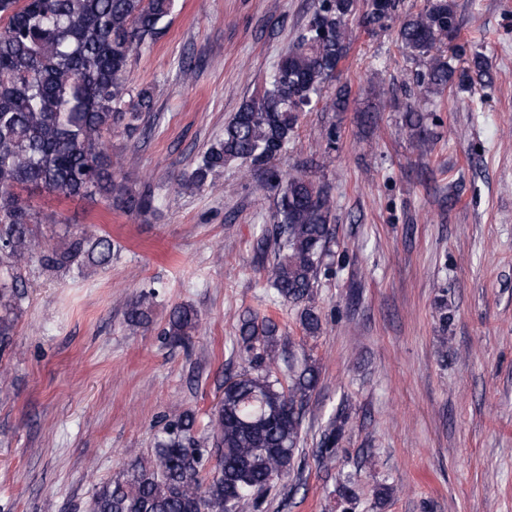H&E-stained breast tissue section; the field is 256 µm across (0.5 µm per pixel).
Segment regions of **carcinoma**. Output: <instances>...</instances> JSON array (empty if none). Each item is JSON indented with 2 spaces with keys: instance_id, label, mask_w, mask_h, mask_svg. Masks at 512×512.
<instances>
[{
  "instance_id": "obj_1",
  "label": "carcinoma",
  "mask_w": 512,
  "mask_h": 512,
  "mask_svg": "<svg viewBox=\"0 0 512 512\" xmlns=\"http://www.w3.org/2000/svg\"><path fill=\"white\" fill-rule=\"evenodd\" d=\"M400 0H316L296 43L279 59L268 86L246 100L224 124V134L194 169L174 184L203 185L228 162L265 172L262 189L271 197L260 248L273 251L268 281L284 303L302 307L309 334L321 329L314 306L335 222L329 191L301 172L270 167L298 129L301 113L320 102L347 58L350 24L383 26ZM175 0H0V354L11 347L26 298L24 272L33 259L47 271L108 267L115 245L106 234H75L60 248L37 239L38 213L21 196L43 190L65 197L104 200L142 215L155 208L150 186H127L112 168L106 138L121 128L131 136L153 111L149 89L124 100L132 59L150 47L169 22ZM453 0H424L405 15L399 48L421 60L417 82L437 93L467 89L469 75L455 74L443 53L458 37ZM351 89L343 85L328 107L343 112ZM404 129L417 147L429 150L427 116L406 106ZM127 327L149 322L146 296L128 304ZM198 326L190 305L173 308L164 335L182 344ZM278 325L252 315L240 318V355L249 370L224 384L203 444L193 438L195 414L170 420L149 458L128 451L119 474L98 486L91 512H260L277 482L299 454L304 402L319 382L312 364L288 368L279 377L274 349ZM343 424L330 422L319 440V460L335 456Z\"/></svg>"
}]
</instances>
